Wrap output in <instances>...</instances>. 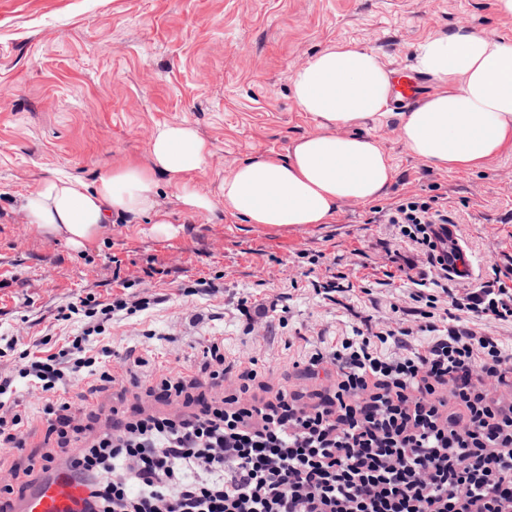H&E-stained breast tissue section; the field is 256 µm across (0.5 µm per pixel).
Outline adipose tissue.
<instances>
[{
  "instance_id": "ef3b65f1",
  "label": "adipose tissue",
  "mask_w": 512,
  "mask_h": 512,
  "mask_svg": "<svg viewBox=\"0 0 512 512\" xmlns=\"http://www.w3.org/2000/svg\"><path fill=\"white\" fill-rule=\"evenodd\" d=\"M416 68L435 90L398 116L410 154L439 170L469 172L512 152V35L466 27L434 32L420 44ZM391 93V73L374 49L333 43L291 78L294 104L315 120L316 131L295 139L287 156L259 155L233 168L219 199L199 192L192 178L208 142L179 123L157 128L147 162L117 165L91 184L46 179L25 196L24 208L41 234L83 251L116 216L147 215L156 233L170 234L157 201L163 181L190 214L221 208L273 229L328 224L342 203L377 200L395 178L391 157L364 130L389 117Z\"/></svg>"
}]
</instances>
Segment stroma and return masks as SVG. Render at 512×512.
<instances>
[{"instance_id": "obj_1", "label": "stroma", "mask_w": 512, "mask_h": 512, "mask_svg": "<svg viewBox=\"0 0 512 512\" xmlns=\"http://www.w3.org/2000/svg\"><path fill=\"white\" fill-rule=\"evenodd\" d=\"M493 0H0V335L18 348L48 337L76 336L80 322L61 309L111 300L116 278L131 294L163 303L114 318L112 350H148L154 375L180 370L211 337L228 360L257 359L268 399L293 384L315 400L311 380H294V362L319 342L352 335L361 318L389 324L407 300L403 280L382 284L408 243L384 222L406 195L438 196L455 233L484 277L512 254V153L473 172L429 168L404 147L396 118L369 122L389 153L395 180L380 200L341 204L330 224L274 231L229 214L184 212L177 191L160 183L158 201L174 223L171 237L151 233L149 217H118L98 246L78 251L30 224L23 198L41 181L66 174L85 182L128 159L146 161L158 126L187 123L210 153L193 175L217 195L233 167L259 154L287 155L294 139L315 130L291 98L294 69L333 42L372 47L395 71L412 69L432 33L460 26L490 32L512 26ZM344 275L354 291L343 304L318 295L313 281ZM213 282L195 293L196 280ZM277 304L265 330L249 332L241 303ZM32 436L26 448L0 455V468L24 470L48 447L41 402L26 396ZM127 415L190 410L147 385L101 383L79 410L86 430L111 409Z\"/></svg>"}]
</instances>
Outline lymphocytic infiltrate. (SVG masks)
I'll return each instance as SVG.
<instances>
[{
  "mask_svg": "<svg viewBox=\"0 0 512 512\" xmlns=\"http://www.w3.org/2000/svg\"><path fill=\"white\" fill-rule=\"evenodd\" d=\"M387 221L415 252L401 273L410 305L391 325L363 319L353 336L312 353L303 377L327 391L308 404L288 387L250 398L256 369L240 370L213 339L198 365L160 375L164 397L223 382L224 394L173 415L113 414L85 441L72 405L74 377L133 384L146 365L113 356L104 333L115 315L150 297L120 294L86 309L91 326L55 351L44 341L18 350L0 372V449L24 448L23 394L42 400L58 462L86 494L77 512H512V255L464 286L451 272L463 251L449 240L438 197L398 199Z\"/></svg>",
  "mask_w": 512,
  "mask_h": 512,
  "instance_id": "f902f5d3",
  "label": "lymphocytic infiltrate"
}]
</instances>
